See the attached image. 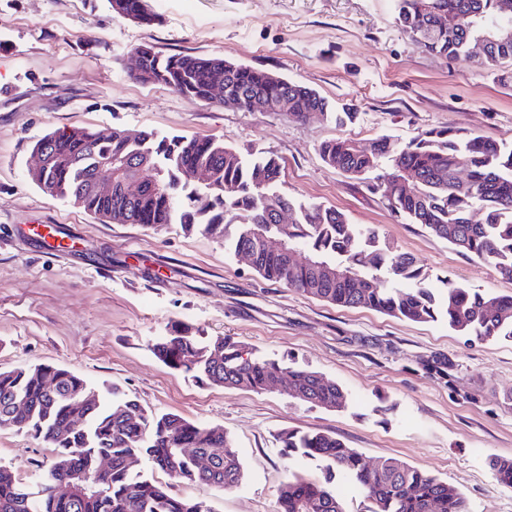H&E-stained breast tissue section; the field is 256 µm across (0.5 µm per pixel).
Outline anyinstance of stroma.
Instances as JSON below:
<instances>
[{"mask_svg":"<svg viewBox=\"0 0 512 512\" xmlns=\"http://www.w3.org/2000/svg\"><path fill=\"white\" fill-rule=\"evenodd\" d=\"M144 26L108 0H0V369L46 364L93 387L114 386L159 413L218 424L232 435L244 479L220 492L202 483L176 493L212 512H278L288 477L321 479L323 462L285 453L288 430L335 434L367 463L394 458L447 480L471 512H512V489L489 467L512 458V339L480 342L444 320L413 322L344 308L262 279L231 239L154 231L94 219L45 195L26 174L31 145L62 129L153 131L212 137L243 153L275 155L281 192L377 229L412 254L441 290L512 296V280L396 216L358 181L323 162V141L401 139L446 126L512 146V82L419 50L396 24L393 0H147ZM164 55L217 56L308 85L357 117L339 127L314 115L245 112L190 100L128 76L140 45ZM63 227L75 246L43 252L24 230ZM204 339L236 341L252 358H293L336 381L329 411L278 389L199 385L151 351L173 322ZM52 450L0 430V464L37 488Z\"/></svg>","mask_w":512,"mask_h":512,"instance_id":"obj_1","label":"stroma"}]
</instances>
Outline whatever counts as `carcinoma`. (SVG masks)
I'll list each match as a JSON object with an SVG mask.
<instances>
[{
  "mask_svg": "<svg viewBox=\"0 0 512 512\" xmlns=\"http://www.w3.org/2000/svg\"><path fill=\"white\" fill-rule=\"evenodd\" d=\"M393 2L395 22L423 52L491 71L512 58V41L491 44L477 55L471 51L489 26L512 28V0ZM444 14L464 18L463 25L439 26ZM123 17L145 26L154 21L143 0H126ZM134 53L147 82L186 98L217 104L229 98L243 111L251 99L260 98L273 112L285 101L288 114L299 121L321 114L338 126L354 117L302 83L277 82L243 64L225 72L224 86L217 88L211 74L224 66L221 57L163 56L147 45ZM48 137L54 154L67 159L45 172L53 196L78 198L91 215L118 214L124 224H179L186 231L222 236L233 226L234 251L249 252L252 268L268 281L341 307L412 321L440 316L453 330L480 341L512 339V297L460 288L450 278L436 294L417 259L381 244L376 229L351 224L320 203L297 205L281 193L282 166L272 155H245L214 138L159 137L147 131L131 135L114 129L101 138L88 128H75ZM319 153L327 164L381 194L394 214L512 278V146L439 126L404 142L376 137L364 152L356 151L350 138L328 140ZM102 158L112 160V168L126 178L136 177V166L145 165L157 187L147 186L132 198L117 190L110 198L99 196L94 183ZM203 167L211 171L207 186L192 180L194 170ZM281 206L293 215L291 223L270 222ZM476 212L483 214L482 221L472 219ZM265 237H282L290 248L365 273L341 281L320 277L305 265L289 264L286 254L267 250ZM151 351L165 366L192 373L206 385L261 392L286 375V393L298 392L306 403L333 409L346 399L339 384L315 371L246 357L231 339L204 341L183 323L157 338ZM48 371V365L0 370V429L25 431L55 451L36 491L0 465V512H211L201 501L174 494L172 484L202 482L217 491L241 484L243 464L224 427L153 412L115 387H91L66 368L53 370L54 386L49 387ZM281 439L288 451L327 462V475L321 482L289 478L279 488L280 512H346L334 484L340 475L363 487L371 512H470L466 499L446 481L394 459L370 467L334 435L288 431ZM142 456L170 483L163 486L133 473ZM200 457L211 460L210 468H200ZM491 469L502 486L512 487V458L494 459Z\"/></svg>",
  "mask_w": 512,
  "mask_h": 512,
  "instance_id": "cac0c4a2",
  "label": "carcinoma"
}]
</instances>
